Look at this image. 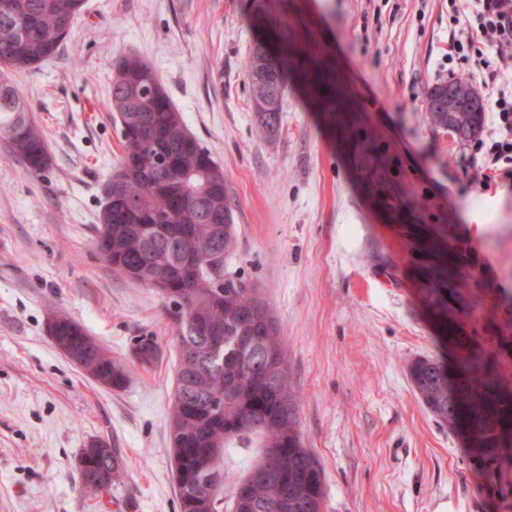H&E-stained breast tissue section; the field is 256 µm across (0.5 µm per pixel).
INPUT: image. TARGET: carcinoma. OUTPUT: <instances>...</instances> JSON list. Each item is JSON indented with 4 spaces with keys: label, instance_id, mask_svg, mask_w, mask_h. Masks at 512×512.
Listing matches in <instances>:
<instances>
[{
    "label": "carcinoma",
    "instance_id": "obj_1",
    "mask_svg": "<svg viewBox=\"0 0 512 512\" xmlns=\"http://www.w3.org/2000/svg\"><path fill=\"white\" fill-rule=\"evenodd\" d=\"M0 12V135L34 174L51 166L46 137L25 93L9 78L55 58L72 33L84 0H10ZM251 91L266 86L284 98L288 59L258 46L250 53ZM110 107L120 124L123 156L104 186L96 247L112 272L156 286L176 269L180 250L200 252L205 268L170 279L162 293L178 350L169 429L179 512H325L324 474L305 448L297 419L298 395L288 376V350L273 314L255 288L224 280V257L238 234L224 169L203 148L173 105L152 64L121 60L112 75ZM255 112L264 136L279 112ZM222 238L209 247V217ZM449 225L409 241L419 258L424 297L458 364L439 357L409 367L412 385L435 419L464 424L474 451L512 466V386L492 351L455 335L454 321L470 308L475 286L459 262ZM56 349L98 384L120 389L122 365L84 328L62 313L47 324ZM144 367L158 358L148 339L134 350ZM82 489L111 493L123 476L118 449L92 441L78 460Z\"/></svg>",
    "mask_w": 512,
    "mask_h": 512
}]
</instances>
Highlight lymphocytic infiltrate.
Segmentation results:
<instances>
[{
    "instance_id": "obj_1",
    "label": "lymphocytic infiltrate",
    "mask_w": 512,
    "mask_h": 512,
    "mask_svg": "<svg viewBox=\"0 0 512 512\" xmlns=\"http://www.w3.org/2000/svg\"><path fill=\"white\" fill-rule=\"evenodd\" d=\"M453 37L451 55L480 76L490 90L487 110L491 125L487 140L478 141L484 160L473 182L479 188L502 184L512 190V84L500 83L501 72L512 70V0H448Z\"/></svg>"
}]
</instances>
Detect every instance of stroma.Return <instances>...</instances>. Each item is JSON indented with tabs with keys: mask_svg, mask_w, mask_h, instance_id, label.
Segmentation results:
<instances>
[{
	"mask_svg": "<svg viewBox=\"0 0 512 512\" xmlns=\"http://www.w3.org/2000/svg\"><path fill=\"white\" fill-rule=\"evenodd\" d=\"M448 12V0H85L59 55L14 74L52 164L33 175L0 137V512H178L171 319L154 288L112 273L95 245L122 155L112 71L128 55L153 64L224 170L238 231L224 274L275 314L326 512H512V467L488 470L411 385L410 363L438 353L441 330L405 209L380 195L344 132L363 125L424 229L451 225L465 243L479 303L461 335L512 344V190L470 187L472 142L425 119L428 91L454 79ZM263 38L287 43L297 66L330 70L351 111H325L294 83L276 135H260L248 60ZM58 311L123 364L122 389L55 348L46 323ZM144 338L159 348L148 368L133 358ZM98 438L124 465L101 499L77 469Z\"/></svg>",
	"mask_w": 512,
	"mask_h": 512,
	"instance_id": "1",
	"label": "stroma"
}]
</instances>
